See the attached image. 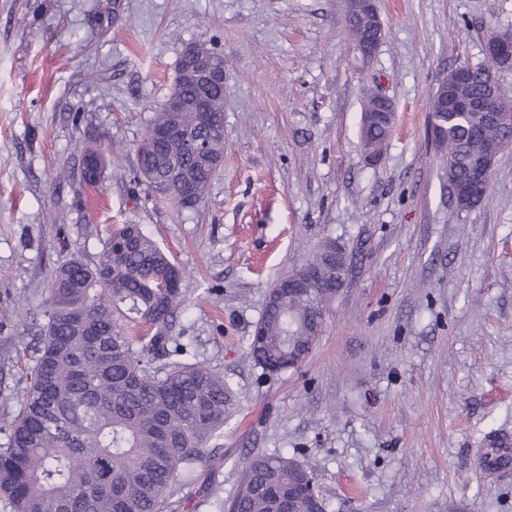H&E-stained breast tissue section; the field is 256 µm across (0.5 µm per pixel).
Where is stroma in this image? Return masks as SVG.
Returning <instances> with one entry per match:
<instances>
[{
    "mask_svg": "<svg viewBox=\"0 0 512 512\" xmlns=\"http://www.w3.org/2000/svg\"><path fill=\"white\" fill-rule=\"evenodd\" d=\"M385 36L361 60L345 0H0V447L21 410L49 272L138 224L185 274L177 358L230 383L219 456L169 512H224L255 455L311 461L329 512H512V149L471 210L448 196L428 100L457 61L512 32V0H376ZM224 55V163L202 205H156L134 149L185 45ZM396 118L365 159L364 97ZM101 143L99 187L81 148ZM332 237L346 285L298 368L247 356L276 281Z\"/></svg>",
    "mask_w": 512,
    "mask_h": 512,
    "instance_id": "1",
    "label": "stroma"
}]
</instances>
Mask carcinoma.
I'll use <instances>...</instances> for the list:
<instances>
[{
    "mask_svg": "<svg viewBox=\"0 0 512 512\" xmlns=\"http://www.w3.org/2000/svg\"><path fill=\"white\" fill-rule=\"evenodd\" d=\"M475 66L461 95L487 98ZM172 92L186 107H158L135 147V168L156 203L196 209L224 160V94L210 99L212 122L199 123L196 83L175 72ZM375 121L361 114L360 141L367 157L381 154L394 104ZM176 133L153 142L156 133ZM506 130L473 112L436 131L446 150L448 178L464 182L469 161ZM209 144L205 153L190 141ZM82 179L91 186L108 163L102 145L82 148ZM340 247L324 240L312 264L315 279L302 291L266 303L248 356L269 374L289 369L295 348L317 342V329L346 280L336 261ZM185 275L138 224L109 230L93 260L70 258L50 275L44 317L7 447L0 448V494L11 512H167L171 497L196 480L214 458L209 444L224 434V414L235 395L224 376L196 363L161 377L156 359L169 355L175 316L185 303ZM314 479L310 466L286 455L253 458L242 470L225 512H313L295 483Z\"/></svg>",
    "mask_w": 512,
    "mask_h": 512,
    "instance_id": "obj_1",
    "label": "carcinoma"
}]
</instances>
